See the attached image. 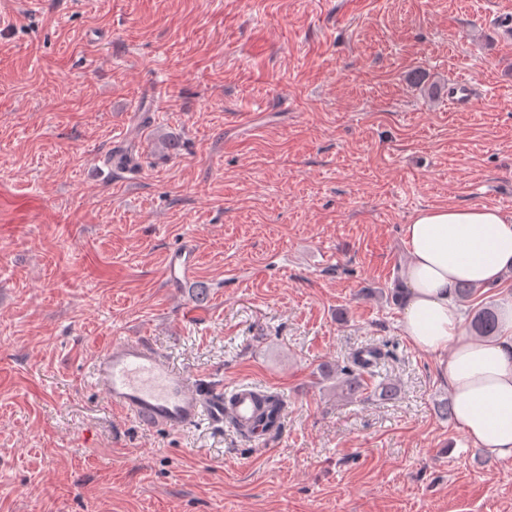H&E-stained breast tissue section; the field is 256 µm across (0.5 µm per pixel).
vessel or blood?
I'll list each match as a JSON object with an SVG mask.
<instances>
[{"label":"vessel or blood","mask_w":512,"mask_h":512,"mask_svg":"<svg viewBox=\"0 0 512 512\" xmlns=\"http://www.w3.org/2000/svg\"><path fill=\"white\" fill-rule=\"evenodd\" d=\"M448 102L455 108L471 110L478 105L479 97L471 83L459 81L449 92ZM197 261V251L192 246L171 254L170 285L177 287L191 278ZM89 377L114 410L152 427L185 430L203 419L219 426L237 421L248 424L247 436L252 440L267 436L262 426L251 423L253 386H239L233 403L225 404L223 393L176 369L145 339L113 340L92 363Z\"/></svg>","instance_id":"1"}]
</instances>
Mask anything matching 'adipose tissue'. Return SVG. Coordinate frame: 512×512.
Returning <instances> with one entry per match:
<instances>
[{"label": "adipose tissue", "mask_w": 512, "mask_h": 512, "mask_svg": "<svg viewBox=\"0 0 512 512\" xmlns=\"http://www.w3.org/2000/svg\"><path fill=\"white\" fill-rule=\"evenodd\" d=\"M401 330L436 359L448 384L457 428L475 446L512 459V294L498 307L499 331L468 336L454 302L458 283L477 287L512 269V214L495 206L437 207L404 227Z\"/></svg>", "instance_id": "obj_1"}]
</instances>
